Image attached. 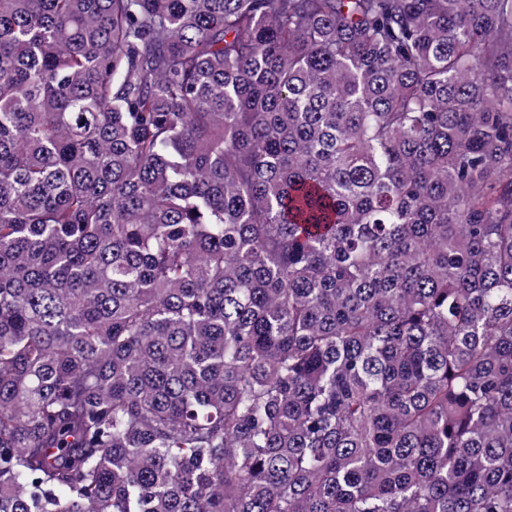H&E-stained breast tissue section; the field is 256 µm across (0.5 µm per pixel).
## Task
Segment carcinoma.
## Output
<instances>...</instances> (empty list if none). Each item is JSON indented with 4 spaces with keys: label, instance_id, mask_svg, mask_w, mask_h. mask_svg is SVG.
<instances>
[{
    "label": "carcinoma",
    "instance_id": "carcinoma-1",
    "mask_svg": "<svg viewBox=\"0 0 512 512\" xmlns=\"http://www.w3.org/2000/svg\"><path fill=\"white\" fill-rule=\"evenodd\" d=\"M0 512H512V0H0Z\"/></svg>",
    "mask_w": 512,
    "mask_h": 512
}]
</instances>
